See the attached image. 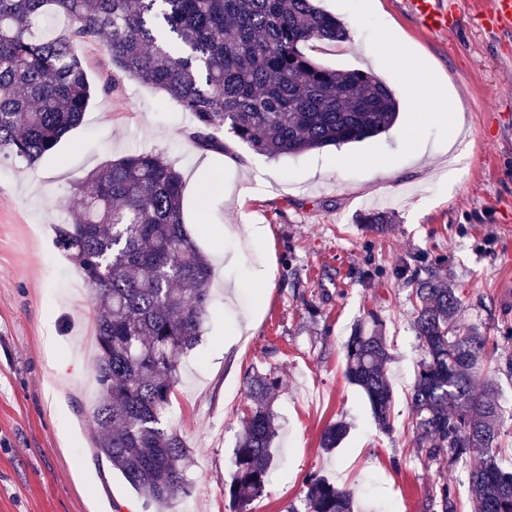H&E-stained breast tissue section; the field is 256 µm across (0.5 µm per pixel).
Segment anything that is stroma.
Instances as JSON below:
<instances>
[{
  "mask_svg": "<svg viewBox=\"0 0 512 512\" xmlns=\"http://www.w3.org/2000/svg\"><path fill=\"white\" fill-rule=\"evenodd\" d=\"M457 28L427 32L402 0H322L349 39L309 43L322 66L361 69L394 89L397 122L382 136L269 159L232 134L203 151L190 121L156 89L124 79L97 97L82 124L35 166L0 158V512H157L92 447L95 356L86 346L94 310L73 263L53 245L70 219L73 181L136 151H154L183 175L184 221L214 269L210 317L180 355L167 423L191 448L189 495L167 512H234L225 485L256 370L279 379L277 433L262 497L249 512H303L304 479L353 490L360 512H429L441 482L460 500L467 469L438 472L416 447L409 393L421 359L411 289L394 269L435 267L463 289L461 327L496 343L487 372L503 411L502 455L512 460V33L472 23L480 0H453ZM405 58L445 75L410 86ZM458 123L415 125L422 101ZM247 197H240L241 188ZM387 211L385 232L359 218ZM242 224H263L252 246ZM234 231L223 234V226ZM385 323L394 429L374 423L345 376L343 344L367 312ZM55 336L47 354L46 336ZM66 370L51 380L52 359ZM345 419L333 452L320 437Z\"/></svg>",
  "mask_w": 512,
  "mask_h": 512,
  "instance_id": "obj_1",
  "label": "stroma"
}]
</instances>
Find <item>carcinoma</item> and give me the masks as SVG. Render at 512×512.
<instances>
[{
  "mask_svg": "<svg viewBox=\"0 0 512 512\" xmlns=\"http://www.w3.org/2000/svg\"><path fill=\"white\" fill-rule=\"evenodd\" d=\"M344 23L318 0H0V156L35 165L81 125L99 93L125 77L158 89L192 121L203 151H222L231 133L277 159L386 133L395 91L363 70H332L301 46L341 43ZM99 43L116 73L91 80L78 49ZM184 179L153 152L105 163L72 184V222L54 225L55 248L75 265L94 304L96 452L143 498L167 504L191 489L189 449L164 420L178 380V355L192 350L209 317L211 266L186 228ZM412 327L423 358L411 391L415 442L444 471L472 456L469 497L443 482L435 512H512V468L499 448L502 412L493 383L476 385L491 358L477 327L460 330L461 291L407 261ZM374 313L344 344L346 375L372 416L393 430L389 352ZM272 373L255 372L253 402L234 449L227 490L237 512L263 494L272 464ZM348 432L338 421L327 450ZM305 512H356L354 493L310 475Z\"/></svg>",
  "mask_w": 512,
  "mask_h": 512,
  "instance_id": "obj_1",
  "label": "carcinoma"
}]
</instances>
